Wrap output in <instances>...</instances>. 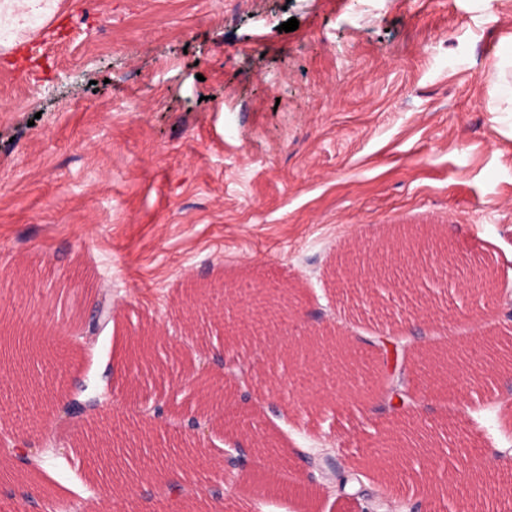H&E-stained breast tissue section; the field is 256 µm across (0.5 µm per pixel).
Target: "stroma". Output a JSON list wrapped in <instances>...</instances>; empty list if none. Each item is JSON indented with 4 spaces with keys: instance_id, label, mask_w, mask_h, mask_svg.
Returning <instances> with one entry per match:
<instances>
[{
    "instance_id": "stroma-1",
    "label": "stroma",
    "mask_w": 512,
    "mask_h": 512,
    "mask_svg": "<svg viewBox=\"0 0 512 512\" xmlns=\"http://www.w3.org/2000/svg\"><path fill=\"white\" fill-rule=\"evenodd\" d=\"M292 18L298 29L281 31ZM511 51L512 0H60L0 46V323L31 327L32 371L59 398L78 382L86 397L107 393L116 435L142 425L141 406L166 404L150 450L191 447L192 369L218 378L224 361L253 364L249 399L233 381L224 399L239 409L240 445L271 438L285 465L238 475L214 512H512L496 483L470 482L492 457L512 461V374L442 394L418 380L425 357L475 337L512 345V286L465 298L456 280L437 296L430 260L384 297L329 286L344 246L367 253L400 229L436 234L456 263L512 282V114L496 87ZM194 283H291L303 306L278 316L276 336H189L181 297ZM101 302L112 318L92 336L72 316ZM431 303L442 314L413 324ZM322 327L353 341L368 386L399 374L415 395L410 423L440 435L441 455L359 478L394 414L375 395L351 404L331 367L271 362ZM151 329L156 367L118 363ZM382 333L397 356L369 347ZM327 385L335 401L311 407ZM49 411L0 416V448L27 441L55 500L86 512L102 491L79 441L98 418ZM228 437L214 427L181 495L224 483ZM451 466L454 489L428 488Z\"/></svg>"
}]
</instances>
